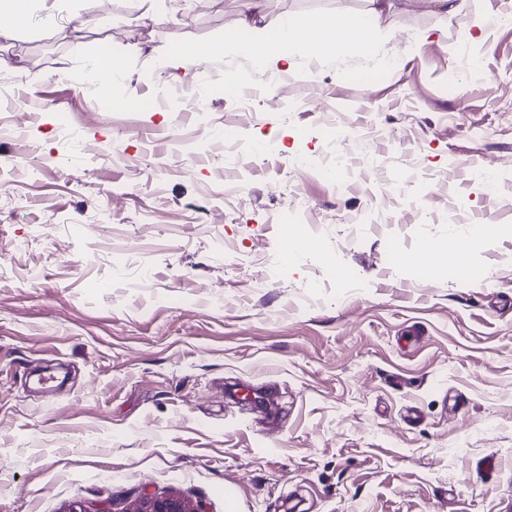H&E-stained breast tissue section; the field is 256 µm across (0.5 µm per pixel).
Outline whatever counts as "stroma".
I'll return each mask as SVG.
<instances>
[{"mask_svg": "<svg viewBox=\"0 0 512 512\" xmlns=\"http://www.w3.org/2000/svg\"><path fill=\"white\" fill-rule=\"evenodd\" d=\"M391 2L365 52L298 57L278 89L234 54L170 64L240 33L251 0H177L156 22L141 0H33L24 25L0 21V512L168 495L512 512V0ZM368 8L266 0L260 25ZM102 50L128 106L92 66ZM228 72L249 109L155 103ZM228 125L230 176L223 150L193 151ZM336 155L340 190L320 172ZM288 208L308 246L279 275ZM451 235L464 277L401 262ZM216 50H222L221 45L215 46H205V47H195L192 53L180 52L177 51L173 54V64L175 68H180L184 71V74L187 75L196 62L201 58H206L212 56V53Z\"/></svg>", "mask_w": 512, "mask_h": 512, "instance_id": "obj_1", "label": "stroma"}]
</instances>
